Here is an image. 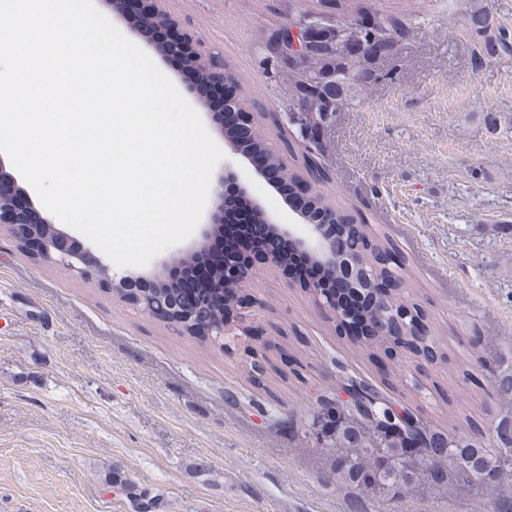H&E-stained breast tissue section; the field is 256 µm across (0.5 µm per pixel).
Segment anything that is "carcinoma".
I'll use <instances>...</instances> for the list:
<instances>
[{
    "mask_svg": "<svg viewBox=\"0 0 512 512\" xmlns=\"http://www.w3.org/2000/svg\"><path fill=\"white\" fill-rule=\"evenodd\" d=\"M326 10L304 12L297 24L302 30L305 55L288 54L283 29L270 57L277 73L288 79V97L294 109L288 122L297 127L301 140H313L331 117L359 97L378 78L371 68L372 56L366 45L372 38L389 41L391 54L399 43L408 40L412 28L404 19L367 11V22L339 26L332 10L339 0H321ZM464 26L468 33L484 41V51L473 60V67L483 65L485 56L512 51V32L494 27L484 0H465ZM314 211H322L329 220L347 226L341 255H354L371 261L374 250L388 251L393 263L376 268L379 276H401L406 259L378 235L369 230L365 218L333 205L321 192L312 198ZM204 332H212L218 342L224 337L215 332L224 325V307L210 305L194 318ZM369 392L385 400L383 404L361 400L332 410L325 408L313 416L310 431L326 448L336 449L332 460L333 476L344 486L359 491L379 488L409 489L419 477L437 489L453 488L459 483H482L487 479L512 478V420L501 419L493 427L490 446L428 426L406 435L389 423L388 394L368 385Z\"/></svg>",
    "mask_w": 512,
    "mask_h": 512,
    "instance_id": "1",
    "label": "carcinoma"
}]
</instances>
